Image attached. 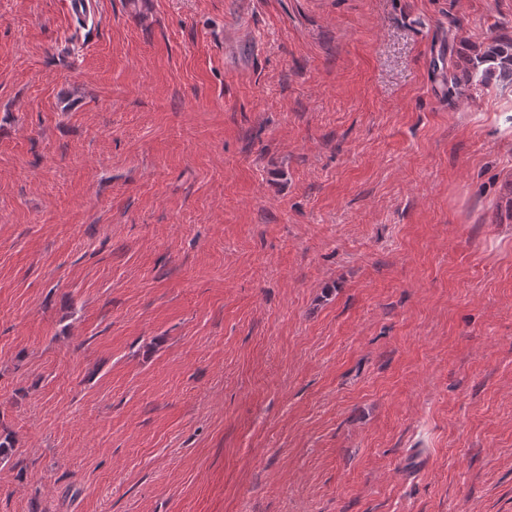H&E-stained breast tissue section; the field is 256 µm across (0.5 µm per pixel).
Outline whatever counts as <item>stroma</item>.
I'll list each match as a JSON object with an SVG mask.
<instances>
[{"label":"stroma","mask_w":512,"mask_h":512,"mask_svg":"<svg viewBox=\"0 0 512 512\" xmlns=\"http://www.w3.org/2000/svg\"><path fill=\"white\" fill-rule=\"evenodd\" d=\"M0 0V512H512V0ZM479 60L478 63L487 64V67L480 72L478 67L472 71L480 83L485 82L488 74L496 68H499L503 74L512 76V39L501 37L488 44L479 56Z\"/></svg>","instance_id":"1"}]
</instances>
